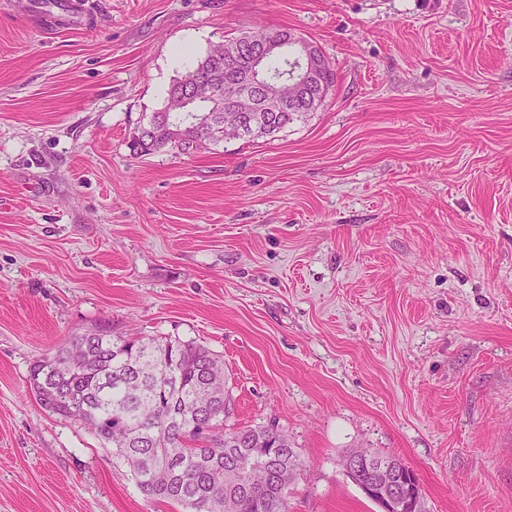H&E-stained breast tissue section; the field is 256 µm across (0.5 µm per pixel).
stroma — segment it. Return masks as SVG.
<instances>
[{
	"mask_svg": "<svg viewBox=\"0 0 512 512\" xmlns=\"http://www.w3.org/2000/svg\"><path fill=\"white\" fill-rule=\"evenodd\" d=\"M0 0V512H179L31 364L95 323L224 360L231 423L302 463L290 512H381L351 448L428 512H512V0ZM289 29L334 90L253 141L136 157L172 81ZM366 449H368V468L372 469L375 465L382 464L371 470L370 479L367 483L358 487L365 496L375 499L383 509V512H391L396 505V498L398 497V489L402 478L399 471L387 460L393 461L401 472H414L399 456L386 455L377 449Z\"/></svg>",
	"mask_w": 512,
	"mask_h": 512,
	"instance_id": "stroma-1",
	"label": "stroma"
}]
</instances>
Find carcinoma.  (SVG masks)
<instances>
[{
	"label": "carcinoma",
	"mask_w": 512,
	"mask_h": 512,
	"mask_svg": "<svg viewBox=\"0 0 512 512\" xmlns=\"http://www.w3.org/2000/svg\"><path fill=\"white\" fill-rule=\"evenodd\" d=\"M258 53L255 44L241 46L227 61L207 51L171 84L168 97L186 90L199 71L217 77L222 93L224 82L248 73ZM316 60V77L287 111L254 113L264 120L263 136L307 120L323 105L336 85V71L319 50ZM292 61L291 53L268 58L269 91L277 88ZM217 143L203 114L166 107L137 129L130 150L138 156ZM28 383L44 411L87 426L103 447L112 449L149 499L178 505L182 512H225V497L232 495L239 497L235 512H289L283 483H293L301 463L292 446H275L281 435L277 426L226 425L212 447L200 448L204 424L226 421L231 410L224 364L201 343L114 336L111 325L99 323L35 361ZM387 460L402 472L410 471L400 457L368 449V468ZM258 484L267 485V492H243Z\"/></svg>",
	"instance_id": "cac0c4a2"
}]
</instances>
